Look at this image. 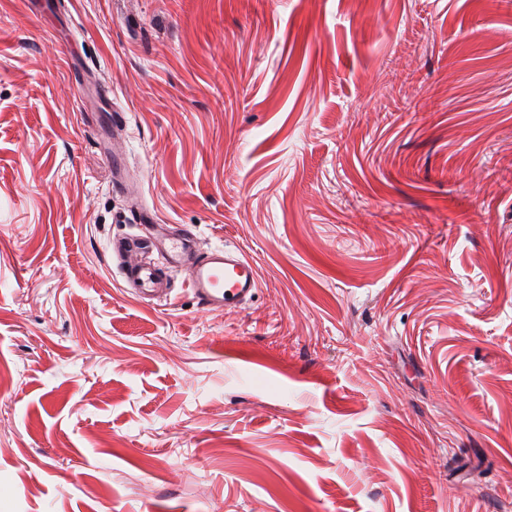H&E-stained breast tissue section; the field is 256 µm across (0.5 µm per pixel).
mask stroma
Listing matches in <instances>:
<instances>
[{
    "instance_id": "obj_1",
    "label": "stroma",
    "mask_w": 512,
    "mask_h": 512,
    "mask_svg": "<svg viewBox=\"0 0 512 512\" xmlns=\"http://www.w3.org/2000/svg\"><path fill=\"white\" fill-rule=\"evenodd\" d=\"M0 512H512V0H0ZM144 235L112 240V257L119 260L136 252H156L162 265L154 262H124L122 278L126 286L145 300L162 302L171 292L174 274H185L184 283L203 307L241 308L258 288V267L241 249L216 245L206 252L196 246L195 234L187 228L172 231L154 224L149 211L139 213Z\"/></svg>"
}]
</instances>
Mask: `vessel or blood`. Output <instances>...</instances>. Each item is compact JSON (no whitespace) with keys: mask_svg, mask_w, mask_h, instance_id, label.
<instances>
[{"mask_svg":"<svg viewBox=\"0 0 512 512\" xmlns=\"http://www.w3.org/2000/svg\"><path fill=\"white\" fill-rule=\"evenodd\" d=\"M139 221L145 232L123 236L112 242V256L123 259L122 278L139 298L161 302L171 292L173 275L184 274V283L203 307L239 308L252 298L258 286V267L240 249L223 245L199 251L195 234L185 228L170 229L153 223L149 211H141ZM136 252H154L161 263L131 262Z\"/></svg>","mask_w":512,"mask_h":512,"instance_id":"obj_1","label":"vessel or blood"}]
</instances>
